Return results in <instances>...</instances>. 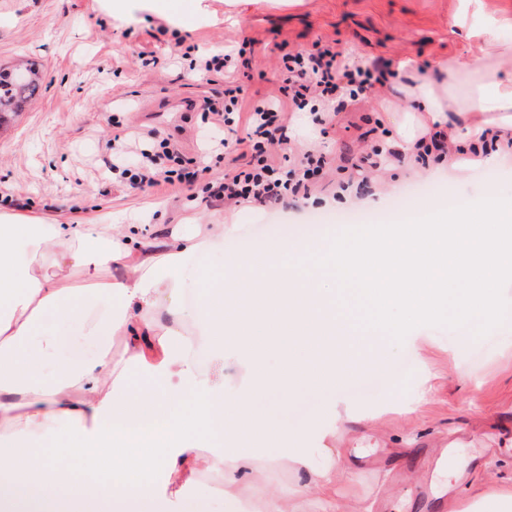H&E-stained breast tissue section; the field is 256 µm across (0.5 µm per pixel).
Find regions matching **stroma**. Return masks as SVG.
<instances>
[{
    "label": "stroma",
    "mask_w": 512,
    "mask_h": 512,
    "mask_svg": "<svg viewBox=\"0 0 512 512\" xmlns=\"http://www.w3.org/2000/svg\"><path fill=\"white\" fill-rule=\"evenodd\" d=\"M144 13L129 25L100 0H0V70L32 61L41 71L38 96L0 125V196L18 210L61 224H227L225 251L269 239L280 229L387 224L394 199L466 200L486 193L512 197V156L460 171L441 166L379 170L369 195L336 198L366 146V117L381 101L405 110L393 82L377 89L363 112L340 115L327 131L290 120L291 143L324 153L330 185L307 199L271 207H227L203 199L200 186L163 184L144 193L112 176V147L131 132L155 131L185 158L224 136L205 120L204 100L223 96V82L195 75L184 52L214 53L253 41L250 92L276 94L282 81L277 46L341 42L351 61L409 62L434 70L439 59L473 58L512 79V61L487 58L470 36L484 18H512V0H201L176 20ZM508 317L473 340L469 325L440 317L421 325L416 343H393L390 364L407 365L364 397L359 415L336 433L344 474L330 495L347 512H456L475 485L512 489V288L499 291Z\"/></svg>",
    "instance_id": "stroma-1"
}]
</instances>
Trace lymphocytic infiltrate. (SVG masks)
<instances>
[{
	"instance_id": "f902f5d3",
	"label": "lymphocytic infiltrate",
	"mask_w": 512,
	"mask_h": 512,
	"mask_svg": "<svg viewBox=\"0 0 512 512\" xmlns=\"http://www.w3.org/2000/svg\"><path fill=\"white\" fill-rule=\"evenodd\" d=\"M284 78L278 95L249 102L241 79L247 67L245 48H230L221 54L201 56V71L221 75L224 96L208 100L206 110L224 128L218 143L223 153L238 145H247L250 159L245 167L225 172L223 178L203 181L209 170L204 159H193L192 170L158 168L149 153H141L128 181L131 187L146 189L168 184L202 181L207 198L234 205L265 204L287 196L310 192L326 175L325 157L304 151L276 157L278 147L286 144L288 121L298 112L339 114L357 108L376 87L385 86L396 72L390 63L375 59L364 65L351 63L343 50L331 44L314 43L298 49L283 42L279 45ZM246 138H238L239 129Z\"/></svg>"
}]
</instances>
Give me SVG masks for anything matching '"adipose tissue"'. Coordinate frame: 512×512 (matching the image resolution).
<instances>
[{"instance_id":"ef3b65f1","label":"adipose tissue","mask_w":512,"mask_h":512,"mask_svg":"<svg viewBox=\"0 0 512 512\" xmlns=\"http://www.w3.org/2000/svg\"><path fill=\"white\" fill-rule=\"evenodd\" d=\"M405 93L412 109L386 119L406 165L438 130L458 169L473 163L485 131H512V80L460 57L412 71ZM211 255L223 256L221 273L201 266ZM191 267L198 297L189 303ZM510 281L512 198L496 194L449 209L412 202L390 224L354 233L331 225L314 240L284 236L232 254L220 224L139 237L130 224L0 213V428L19 441L0 449V512H175L177 499L176 512H206L204 499L182 492L215 470L225 512H287L286 501L304 497L345 512L327 498L346 409L336 398L340 365H380L389 342L444 313L482 337L502 318L496 290ZM52 319L105 342L80 361L58 358ZM199 347L217 366L205 378L190 358ZM229 358L232 383L222 370ZM131 369L140 385L128 383ZM307 396L323 404L293 428L260 408ZM54 427L65 444L41 448ZM81 461L99 463L102 479L87 482ZM270 463L311 478L243 498L241 486ZM152 469L164 489L144 479Z\"/></svg>"}]
</instances>
